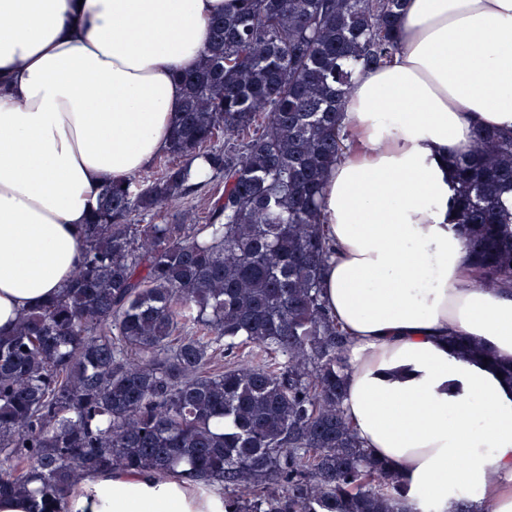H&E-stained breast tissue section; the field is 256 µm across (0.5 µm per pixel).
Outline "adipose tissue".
<instances>
[{
    "label": "adipose tissue",
    "mask_w": 512,
    "mask_h": 512,
    "mask_svg": "<svg viewBox=\"0 0 512 512\" xmlns=\"http://www.w3.org/2000/svg\"><path fill=\"white\" fill-rule=\"evenodd\" d=\"M227 0H0V334L83 260L101 187L168 146ZM390 64L341 110L359 150L329 170L327 309L347 333L345 415L401 477L406 512H512V288L483 286L451 224L449 154L512 131V0H409ZM475 353L459 357L454 340ZM70 512H224L152 469L93 472Z\"/></svg>",
    "instance_id": "1"
}]
</instances>
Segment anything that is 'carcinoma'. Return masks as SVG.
<instances>
[{
	"mask_svg": "<svg viewBox=\"0 0 512 512\" xmlns=\"http://www.w3.org/2000/svg\"><path fill=\"white\" fill-rule=\"evenodd\" d=\"M232 2L181 76L163 168L101 188L64 294L0 335V497L31 512H70L91 472L183 464L224 512H405L344 414L320 211L342 99L392 61L408 0ZM449 164L472 266L512 285V133ZM207 187L205 223L155 222Z\"/></svg>",
	"mask_w": 512,
	"mask_h": 512,
	"instance_id": "1",
	"label": "carcinoma"
}]
</instances>
